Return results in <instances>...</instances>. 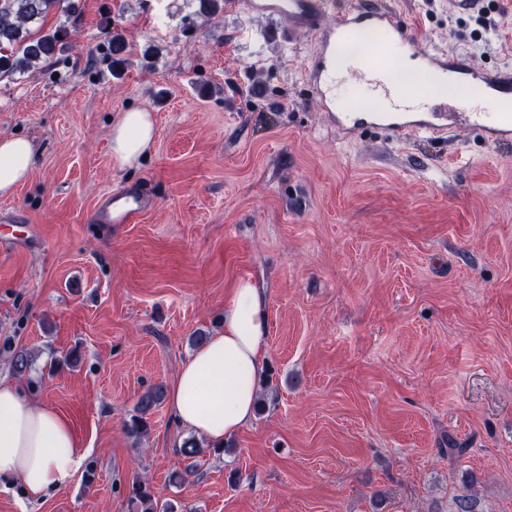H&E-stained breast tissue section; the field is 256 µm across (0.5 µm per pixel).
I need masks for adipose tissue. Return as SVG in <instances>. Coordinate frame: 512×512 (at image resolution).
<instances>
[{"mask_svg":"<svg viewBox=\"0 0 512 512\" xmlns=\"http://www.w3.org/2000/svg\"><path fill=\"white\" fill-rule=\"evenodd\" d=\"M154 136L150 112L121 113L111 134L115 166L136 165ZM36 156L26 138L0 139V195L27 180ZM268 332L265 294L251 280H239L225 304L223 330L181 364L170 388L168 405L180 426L220 445L251 423L268 368ZM87 453L67 419L33 404L20 384L0 380V479H18L25 496L39 500L68 483Z\"/></svg>","mask_w":512,"mask_h":512,"instance_id":"ef3b65f1","label":"adipose tissue"}]
</instances>
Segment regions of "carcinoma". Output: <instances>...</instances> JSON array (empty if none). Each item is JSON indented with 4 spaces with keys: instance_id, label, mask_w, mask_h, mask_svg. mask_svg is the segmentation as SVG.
I'll list each match as a JSON object with an SVG mask.
<instances>
[{
    "instance_id": "1",
    "label": "carcinoma",
    "mask_w": 512,
    "mask_h": 512,
    "mask_svg": "<svg viewBox=\"0 0 512 512\" xmlns=\"http://www.w3.org/2000/svg\"><path fill=\"white\" fill-rule=\"evenodd\" d=\"M58 13L77 21L81 13L80 0H0V78L24 74L42 64L53 63L58 55L72 48L68 41L71 31L67 26H48L49 18ZM102 33L106 35L112 65L122 63L121 55L126 51L124 37L112 32L109 19L103 21ZM163 397L164 391L160 387L140 396L135 413L125 425L135 442H141L148 434V415L162 403ZM202 453L203 448L196 439L189 438L182 443L177 454L187 461V465L184 472H175V481L180 482L184 475L195 471ZM130 500L140 512H176L173 502L155 499L149 487L137 481L131 485Z\"/></svg>"
}]
</instances>
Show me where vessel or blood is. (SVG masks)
Returning <instances> with one entry per match:
<instances>
[{"mask_svg":"<svg viewBox=\"0 0 512 512\" xmlns=\"http://www.w3.org/2000/svg\"><path fill=\"white\" fill-rule=\"evenodd\" d=\"M224 8L276 17L288 31L312 37L315 51L305 77L321 112L341 137H350L363 126H375L397 140L443 138L462 123L458 104L478 90L497 109L476 113L473 127L489 140L512 141V70L488 71L466 55L431 48L415 52L420 74L454 73V92L436 94L419 85L403 84L395 68L401 54L415 51V38L398 14L379 0H351L340 10L333 0H225ZM340 70L350 73L362 95L377 101L375 110L354 112L339 105L335 78ZM149 207L148 197L139 188L129 187L104 194L95 218L105 224H131Z\"/></svg>","mask_w":512,"mask_h":512,"instance_id":"b4317fda","label":"vessel or blood"}]
</instances>
